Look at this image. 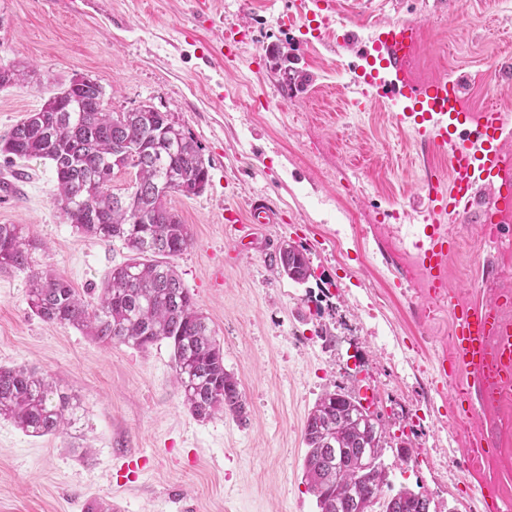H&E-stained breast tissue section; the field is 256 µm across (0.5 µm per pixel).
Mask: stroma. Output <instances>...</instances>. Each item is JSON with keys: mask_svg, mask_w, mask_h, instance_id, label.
Returning a JSON list of instances; mask_svg holds the SVG:
<instances>
[{"mask_svg": "<svg viewBox=\"0 0 512 512\" xmlns=\"http://www.w3.org/2000/svg\"><path fill=\"white\" fill-rule=\"evenodd\" d=\"M0 0V65L27 83L0 87V137L58 87L84 76L109 112L148 105L199 146L206 189L168 207L191 246L172 263L193 295L245 399V417L196 419L183 402L168 341L102 343L30 310L28 274L0 268V366L57 374L83 409L67 433L31 437L0 419V512H318L303 479V429L326 390L361 399L386 426L384 497L406 488L433 512H484L489 486L512 512V397L461 416L433 368L448 355L451 317L425 299L406 242L421 223L430 175L448 174L386 102L353 103L354 49L373 26L415 21L417 81L453 75L464 107L512 110V0H362L329 35L299 17V0ZM288 53L303 87L284 92L266 47ZM0 224L35 242L31 264L78 292L100 286L128 252L81 234L53 203L50 162L0 158ZM270 204L253 222L247 203ZM448 282L459 302L512 290V221L497 242L455 223ZM305 250L306 283L278 275L281 244ZM495 451L473 460L476 436Z\"/></svg>", "mask_w": 512, "mask_h": 512, "instance_id": "35a3bbf8", "label": "stroma"}]
</instances>
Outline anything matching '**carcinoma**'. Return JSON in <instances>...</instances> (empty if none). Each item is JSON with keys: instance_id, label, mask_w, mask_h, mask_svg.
<instances>
[{"instance_id": "1", "label": "carcinoma", "mask_w": 512, "mask_h": 512, "mask_svg": "<svg viewBox=\"0 0 512 512\" xmlns=\"http://www.w3.org/2000/svg\"><path fill=\"white\" fill-rule=\"evenodd\" d=\"M8 159H44L57 182L54 204L82 234L122 241L130 256L112 269L95 304L65 280L31 268L32 244L17 224H0V268L30 270L28 305L44 321L68 324L101 342L146 348L167 340L190 413L206 420L220 411L245 414L239 383L224 369V353L184 287L171 259L191 235L166 204L209 182L194 140L169 114L150 106L107 112L96 82L61 86L0 138ZM135 170L131 191L109 190L118 167ZM278 273L295 283L311 276L304 250L280 249ZM80 407L57 381L26 367H0V418L28 436L59 433L79 420ZM304 469L318 512H430V498L401 489L382 499L387 431L379 415L351 394L327 392L303 430Z\"/></svg>"}]
</instances>
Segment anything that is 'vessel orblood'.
<instances>
[{
	"instance_id": "obj_1",
	"label": "vessel or blood",
	"mask_w": 512,
	"mask_h": 512,
	"mask_svg": "<svg viewBox=\"0 0 512 512\" xmlns=\"http://www.w3.org/2000/svg\"><path fill=\"white\" fill-rule=\"evenodd\" d=\"M418 45L416 22L395 21L375 29L358 49L362 64L356 93L362 102H392L398 125L412 128L425 146L448 154V175L430 177L421 200L423 222L408 243L426 296L438 301L449 294L448 257L456 246L449 223L472 218L495 232L512 216V163L501 150L502 138L512 133V113L498 106L466 112L458 76L415 81L408 62ZM484 189L492 193L490 202L480 200ZM510 302L512 295L505 293L493 302L451 308L450 356L438 361L436 376L445 382L454 378V366L471 368L476 377L460 386L461 401L485 397L492 382L501 388L512 385V321L499 311Z\"/></svg>"
}]
</instances>
